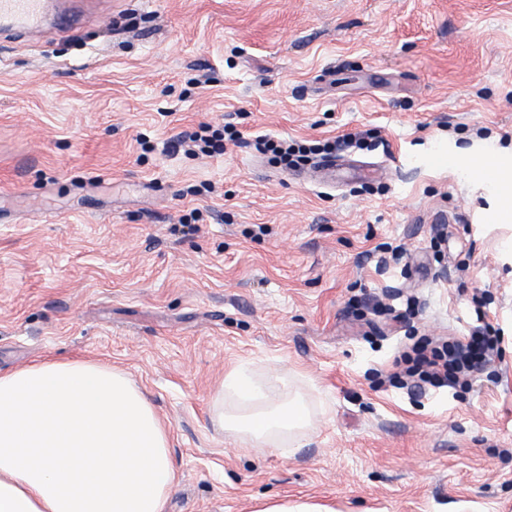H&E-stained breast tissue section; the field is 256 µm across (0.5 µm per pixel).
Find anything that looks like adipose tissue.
I'll list each match as a JSON object with an SVG mask.
<instances>
[{
	"label": "adipose tissue",
	"mask_w": 512,
	"mask_h": 512,
	"mask_svg": "<svg viewBox=\"0 0 512 512\" xmlns=\"http://www.w3.org/2000/svg\"><path fill=\"white\" fill-rule=\"evenodd\" d=\"M466 172L498 190L495 220L511 224L512 150ZM311 424L302 402L268 398L237 428L261 439ZM176 482L169 432L124 372L40 358L0 374V512H165Z\"/></svg>",
	"instance_id": "obj_1"
}]
</instances>
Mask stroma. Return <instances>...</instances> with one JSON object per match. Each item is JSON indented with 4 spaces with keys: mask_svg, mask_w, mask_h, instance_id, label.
I'll return each mask as SVG.
<instances>
[{
    "mask_svg": "<svg viewBox=\"0 0 512 512\" xmlns=\"http://www.w3.org/2000/svg\"><path fill=\"white\" fill-rule=\"evenodd\" d=\"M59 8L78 33L0 31V373L126 372L169 431L167 512H512V226L449 164L512 146V0ZM207 123L243 138L174 148ZM360 132L308 180L252 145ZM477 290L503 342L472 387L389 383L418 338L470 335ZM236 369L312 427L217 431Z\"/></svg>",
    "mask_w": 512,
    "mask_h": 512,
    "instance_id": "obj_1",
    "label": "stroma"
}]
</instances>
